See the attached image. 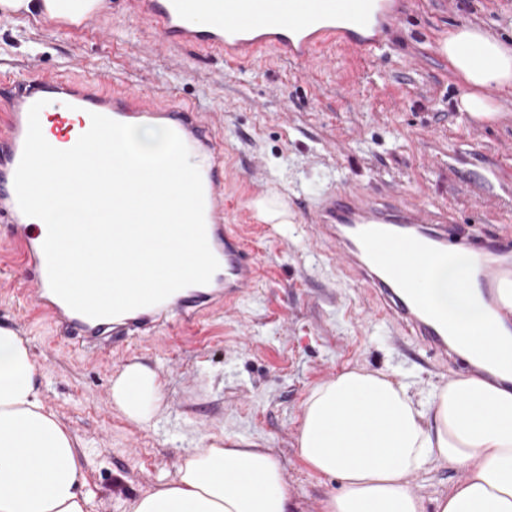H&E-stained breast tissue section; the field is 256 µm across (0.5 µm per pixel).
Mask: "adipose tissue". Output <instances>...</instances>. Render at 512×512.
<instances>
[{"mask_svg":"<svg viewBox=\"0 0 512 512\" xmlns=\"http://www.w3.org/2000/svg\"><path fill=\"white\" fill-rule=\"evenodd\" d=\"M109 0H0V17L39 15L79 24L110 10ZM467 85L459 109L496 116L489 90L512 95V46L460 26L439 45ZM480 256L466 250L424 258L411 283L446 317L464 345L493 369L512 371L496 314L472 293ZM113 407L150 426L163 408L156 372L132 362L112 380ZM298 455L315 473L342 480L323 512H512V390L474 377L434 386L426 401L388 374L351 369L312 386L297 431ZM88 455L50 412L36 379L28 340L0 325V512H87ZM462 471L433 510L410 476L441 465ZM282 468L265 448L196 449L177 477L133 500L129 512H290Z\"/></svg>","mask_w":512,"mask_h":512,"instance_id":"ef3b65f1","label":"adipose tissue"}]
</instances>
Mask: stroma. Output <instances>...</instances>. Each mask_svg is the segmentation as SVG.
<instances>
[{
    "instance_id": "stroma-1",
    "label": "stroma",
    "mask_w": 512,
    "mask_h": 512,
    "mask_svg": "<svg viewBox=\"0 0 512 512\" xmlns=\"http://www.w3.org/2000/svg\"><path fill=\"white\" fill-rule=\"evenodd\" d=\"M462 25L512 44V0H410L383 55L337 49L306 67L270 50L230 65L174 47L122 7L79 26L0 20V71L74 64L82 80L110 78L214 114L224 139V216L246 228L261 271L258 286L224 316L203 320L195 337L162 327L121 349L85 353L18 295L26 273L0 223V281L14 288L0 293V324L28 340L46 407L92 458L89 512H123L205 444L272 449L294 512H321L342 482L314 474L298 456L313 385L357 368L392 374L424 397L464 375L375 317L370 294L342 280L310 236L318 201L342 187L447 207L487 240L512 227V96L498 97L492 123L458 112L467 87L439 43ZM260 192L282 204L283 222L252 220ZM134 361L154 368L161 384L165 409L147 427L109 402L113 376Z\"/></svg>"
}]
</instances>
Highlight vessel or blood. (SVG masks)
I'll use <instances>...</instances> for the list:
<instances>
[{"instance_id":"b4317fda","label":"vessel or blood","mask_w":512,"mask_h":512,"mask_svg":"<svg viewBox=\"0 0 512 512\" xmlns=\"http://www.w3.org/2000/svg\"><path fill=\"white\" fill-rule=\"evenodd\" d=\"M125 2L133 13L154 22L166 39L221 51L229 62L247 60L268 47L297 64L315 61L329 46L375 54L385 45L374 28L398 19L389 0ZM216 10L224 14L223 26L200 29L187 20L191 13ZM40 100L62 104V111H44L40 118L63 139L85 133L94 113L125 124L143 118L169 122L202 177L206 234L219 262L210 291L184 288L159 304L126 312L116 322L78 313L52 292L43 252L46 235L28 231L29 218L21 212L14 189L28 111ZM0 218L16 227L11 245L31 268L28 281L35 311L74 337L82 349H95L120 337L148 336L167 323L179 334L192 335L203 317L234 308L258 279V267L239 230L224 221V140L213 121L187 103L160 104L146 93L120 86L106 90L56 74L24 77L0 72ZM315 227L330 243L337 265L372 292L379 314L416 336L441 360L456 359L457 340L447 319L426 307L409 283L418 274L423 255L471 244L466 225L444 209L428 212L390 197L375 199L362 190L344 188L320 200ZM505 275L502 266H482L478 284L488 300H495Z\"/></svg>"}]
</instances>
